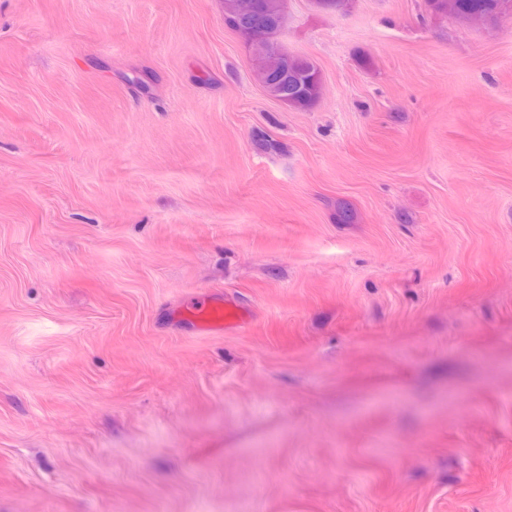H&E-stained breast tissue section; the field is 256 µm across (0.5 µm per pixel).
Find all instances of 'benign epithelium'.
<instances>
[{
	"label": "benign epithelium",
	"mask_w": 512,
	"mask_h": 512,
	"mask_svg": "<svg viewBox=\"0 0 512 512\" xmlns=\"http://www.w3.org/2000/svg\"><path fill=\"white\" fill-rule=\"evenodd\" d=\"M288 0H268L264 11H256L251 0H223L224 21L231 26L258 60L255 75L272 98L289 103L302 83L303 75L288 71L294 58L280 35L288 21Z\"/></svg>",
	"instance_id": "obj_1"
}]
</instances>
